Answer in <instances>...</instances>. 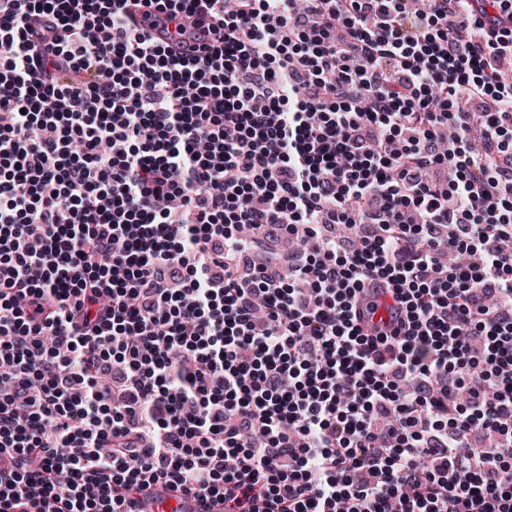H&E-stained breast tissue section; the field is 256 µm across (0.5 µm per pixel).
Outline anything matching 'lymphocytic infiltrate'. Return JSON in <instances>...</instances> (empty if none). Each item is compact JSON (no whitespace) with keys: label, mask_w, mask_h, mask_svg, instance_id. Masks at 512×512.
Here are the masks:
<instances>
[{"label":"lymphocytic infiltrate","mask_w":512,"mask_h":512,"mask_svg":"<svg viewBox=\"0 0 512 512\" xmlns=\"http://www.w3.org/2000/svg\"><path fill=\"white\" fill-rule=\"evenodd\" d=\"M128 2L0 0V512H512V0Z\"/></svg>","instance_id":"lymphocytic-infiltrate-1"}]
</instances>
